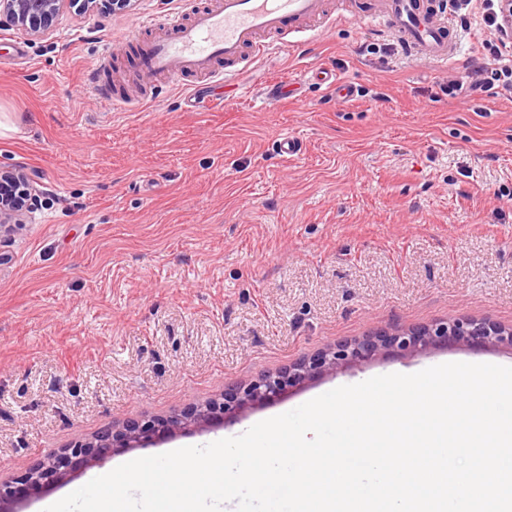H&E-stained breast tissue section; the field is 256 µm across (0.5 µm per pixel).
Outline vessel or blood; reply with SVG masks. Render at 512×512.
Segmentation results:
<instances>
[{
	"instance_id": "b4317fda",
	"label": "vessel or blood",
	"mask_w": 512,
	"mask_h": 512,
	"mask_svg": "<svg viewBox=\"0 0 512 512\" xmlns=\"http://www.w3.org/2000/svg\"><path fill=\"white\" fill-rule=\"evenodd\" d=\"M327 16L326 0H210L189 17L172 15L166 29L151 38L132 32L125 38L135 52V74L139 95L121 84L94 88L113 108L124 109L135 97H149L158 77L171 80L208 78L219 85L225 74L240 72L243 65L266 55L291 33L310 32L313 22ZM358 18L370 27L392 32L410 52L445 62L459 48L439 10L420 0H379ZM307 78L328 85L338 102L353 99L354 85L341 81L323 68L307 71Z\"/></svg>"
}]
</instances>
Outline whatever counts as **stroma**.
<instances>
[{
  "mask_svg": "<svg viewBox=\"0 0 512 512\" xmlns=\"http://www.w3.org/2000/svg\"><path fill=\"white\" fill-rule=\"evenodd\" d=\"M332 2L326 31L289 34L208 109L172 84L115 112L88 81L103 59L129 67L126 35L191 0L63 10L25 36L24 65L0 67L15 125L0 169L22 170L38 198L0 241V480L377 329L512 326V94L448 92L490 31L447 11L460 49L441 65ZM314 66L357 96L340 106L309 83L259 96ZM286 136L301 147L290 158ZM448 362L512 366V348L390 354L132 454L235 437L336 387Z\"/></svg>",
  "mask_w": 512,
  "mask_h": 512,
  "instance_id": "stroma-1",
  "label": "stroma"
}]
</instances>
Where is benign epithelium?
Returning a JSON list of instances; mask_svg holds the SVG:
<instances>
[{"label":"benign epithelium","mask_w":512,"mask_h":512,"mask_svg":"<svg viewBox=\"0 0 512 512\" xmlns=\"http://www.w3.org/2000/svg\"><path fill=\"white\" fill-rule=\"evenodd\" d=\"M91 2L93 0H0V24L39 36L62 9ZM497 35L512 42V0H502V20ZM34 200L35 195L29 194L26 206L18 211L6 207L4 200L0 199V238L8 235L13 226L24 223L25 211L31 208ZM450 343L470 347L503 345L512 349V328L479 319L458 318L408 330H380L370 336L319 350L285 370L224 389L220 402L193 406L164 419L130 422L107 430L92 440L75 441L71 447L36 463L21 479L1 481L0 512H18L20 503L112 456L189 427L206 425L217 419H233L244 408L275 401L288 390L317 376L362 365L388 352L402 355L421 353Z\"/></svg>","instance_id":"1"}]
</instances>
